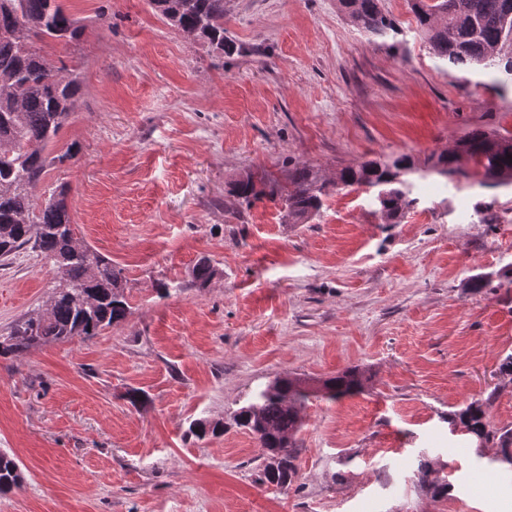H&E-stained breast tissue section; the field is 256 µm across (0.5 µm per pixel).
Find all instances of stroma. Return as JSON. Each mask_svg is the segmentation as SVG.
<instances>
[{
	"mask_svg": "<svg viewBox=\"0 0 512 512\" xmlns=\"http://www.w3.org/2000/svg\"><path fill=\"white\" fill-rule=\"evenodd\" d=\"M83 27L49 54L82 92L35 189L65 190L80 241L127 278V318L93 338L0 356V452L23 472L0 512H512V470L446 417L495 392L512 428V185L431 176L400 223L346 187L305 224L246 205L245 175L406 153L417 166L473 128L512 133V85L430 54L409 0H381L397 35L370 38L337 0H224L222 53L149 0H61ZM74 157H65L66 148ZM216 273L191 284L200 258ZM182 284L160 296L158 282ZM43 260L0 267V335L44 311ZM349 367L355 394L310 397L298 477L263 484L266 455L232 416L256 389ZM142 399L130 403L129 391ZM224 424L199 440L191 422ZM430 459L447 496L420 487ZM510 267V269H506ZM508 267L502 268L499 271L496 272H490L485 274H477L475 276H472L468 281L466 282V288H471L473 290H480L482 288H489L494 280V277L497 278L498 281V287H501L503 285V280L508 281L512 284V269L511 264Z\"/></svg>",
	"mask_w": 512,
	"mask_h": 512,
	"instance_id": "stroma-1",
	"label": "stroma"
}]
</instances>
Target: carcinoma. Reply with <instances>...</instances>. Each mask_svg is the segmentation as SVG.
I'll list each match as a JSON object with an SVG mask.
<instances>
[{
  "instance_id": "1",
  "label": "carcinoma",
  "mask_w": 512,
  "mask_h": 512,
  "mask_svg": "<svg viewBox=\"0 0 512 512\" xmlns=\"http://www.w3.org/2000/svg\"><path fill=\"white\" fill-rule=\"evenodd\" d=\"M166 21L189 36L224 50V0H150ZM349 22L369 37L396 31L381 10L380 0H338ZM411 11L431 54L448 67L469 73L491 70L512 76V0H411ZM83 29L59 0H0V262L8 263L20 250L30 248L51 274L52 292L45 311L17 321L0 340V355L20 354L33 345L90 338L130 314L123 269L98 251L74 238L71 214L63 194L37 200L34 190L55 161L45 153L58 136L81 96L77 76L43 51L52 42L80 39ZM512 134L474 128L460 138V147L431 155L426 169L411 156L376 158L345 167L336 174V186L377 189L380 213L398 224L406 210L418 203L416 182L430 175L467 177L462 165L473 164L481 183L512 185ZM331 184L314 167L294 166L288 186L257 184L246 176L236 181L235 194L250 205L267 198L281 205L284 217L300 224L316 216ZM215 274L207 258L192 271L191 287L202 288ZM512 284V269L477 274L466 282L473 290L493 282ZM366 378L356 367L321 380L313 387L305 379L284 376L250 396L235 414L266 449L275 465L265 464L264 482L280 489L297 474L295 435L301 427L300 409L320 393L335 400L364 387ZM496 397L491 391L463 408L448 412L450 430L471 435L477 448L499 449L496 461L512 467V428H499L489 419ZM189 432L199 439L223 433L220 422L197 420ZM432 465L424 462L415 474L417 483L433 496L448 494V482L431 478ZM23 481L15 458L0 453V495Z\"/></svg>"
}]
</instances>
